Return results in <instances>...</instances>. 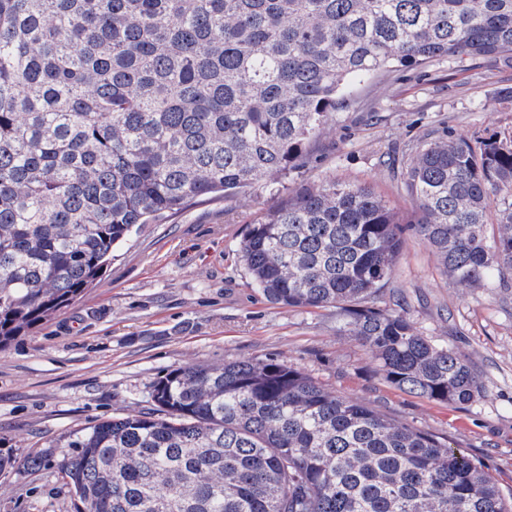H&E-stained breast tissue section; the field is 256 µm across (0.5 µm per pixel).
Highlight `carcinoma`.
<instances>
[{
  "instance_id": "carcinoma-1",
  "label": "carcinoma",
  "mask_w": 512,
  "mask_h": 512,
  "mask_svg": "<svg viewBox=\"0 0 512 512\" xmlns=\"http://www.w3.org/2000/svg\"><path fill=\"white\" fill-rule=\"evenodd\" d=\"M512 61V0H0V350L70 306L144 224L296 166L351 83L436 57ZM414 235L460 283L512 281V139L409 159ZM402 227L322 180L248 226L264 297L341 311L391 384L471 404L468 361L375 299ZM150 412L70 432L52 468L75 512H512L483 464L290 363L173 369Z\"/></svg>"
}]
</instances>
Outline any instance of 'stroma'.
Returning <instances> with one entry per match:
<instances>
[{
  "instance_id": "1",
  "label": "stroma",
  "mask_w": 512,
  "mask_h": 512,
  "mask_svg": "<svg viewBox=\"0 0 512 512\" xmlns=\"http://www.w3.org/2000/svg\"><path fill=\"white\" fill-rule=\"evenodd\" d=\"M349 92L336 125L287 177L143 226L93 288L0 351V442L20 459L41 457L70 431L151 409V387L170 370L276 359L461 449L512 493V287L458 284L424 242L403 236L382 300L468 360L486 395L459 406L393 386L367 347L340 332L336 309L271 304L240 263L248 225L301 186L367 183L406 222L413 212L401 171L419 146L444 135L512 137V63L501 59L439 57ZM0 512L74 509L57 472L40 469L0 476Z\"/></svg>"
}]
</instances>
